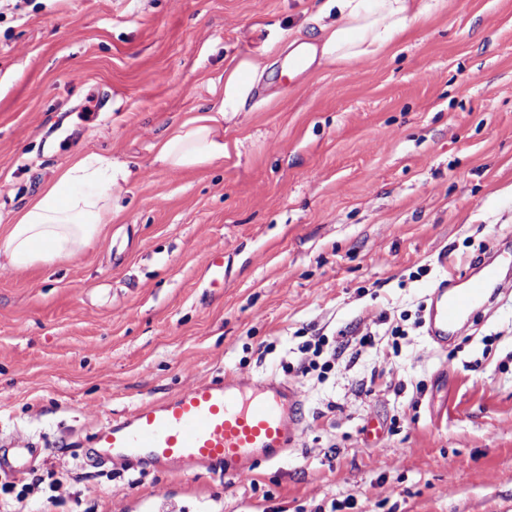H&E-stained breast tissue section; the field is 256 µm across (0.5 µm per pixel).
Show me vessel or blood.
<instances>
[{
  "instance_id": "vessel-or-blood-1",
  "label": "vessel or blood",
  "mask_w": 512,
  "mask_h": 512,
  "mask_svg": "<svg viewBox=\"0 0 512 512\" xmlns=\"http://www.w3.org/2000/svg\"><path fill=\"white\" fill-rule=\"evenodd\" d=\"M502 286L501 270L490 262L470 275L465 287L443 280L432 295L429 336L446 346L464 318L491 301ZM303 405L296 388L272 375L258 381L203 379L113 418L94 437L95 455L104 464L175 463L186 475L205 469L227 481H242L258 460L275 461L297 446ZM39 454L36 448L13 449L0 456V470L27 472Z\"/></svg>"
}]
</instances>
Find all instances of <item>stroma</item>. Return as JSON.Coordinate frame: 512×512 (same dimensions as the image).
Instances as JSON below:
<instances>
[{
  "label": "stroma",
  "mask_w": 512,
  "mask_h": 512,
  "mask_svg": "<svg viewBox=\"0 0 512 512\" xmlns=\"http://www.w3.org/2000/svg\"><path fill=\"white\" fill-rule=\"evenodd\" d=\"M322 2L0 0V231L75 155L134 172L92 248L0 270V452L41 451L0 475V512H512V287L447 347L423 327L443 277L512 241V0H445L375 59L292 69ZM253 57L223 164L155 167ZM318 335L342 350L322 381L296 370ZM270 374L304 433L250 480L85 443L195 381Z\"/></svg>",
  "instance_id": "35a3bbf8"
}]
</instances>
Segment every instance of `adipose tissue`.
Wrapping results in <instances>:
<instances>
[{
    "mask_svg": "<svg viewBox=\"0 0 512 512\" xmlns=\"http://www.w3.org/2000/svg\"><path fill=\"white\" fill-rule=\"evenodd\" d=\"M445 0H326L319 11L321 58L345 64L378 57L416 21ZM259 60L224 69V88L202 111L190 113L154 145V164L196 169L223 163L228 155L224 121L240 112L251 90L248 75ZM132 176L123 163L94 154L76 157L18 213L0 238V270H24L71 258L92 247L120 210V192Z\"/></svg>",
    "mask_w": 512,
    "mask_h": 512,
    "instance_id": "adipose-tissue-1",
    "label": "adipose tissue"
}]
</instances>
